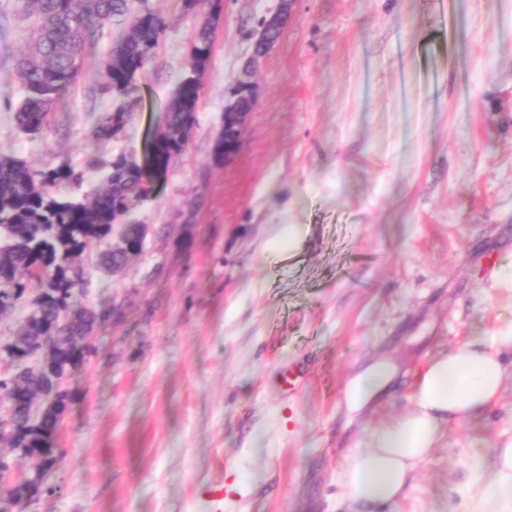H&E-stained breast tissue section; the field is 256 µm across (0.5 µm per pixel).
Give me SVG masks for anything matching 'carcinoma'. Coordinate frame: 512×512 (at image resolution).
Wrapping results in <instances>:
<instances>
[{
	"instance_id": "cac0c4a2",
	"label": "carcinoma",
	"mask_w": 512,
	"mask_h": 512,
	"mask_svg": "<svg viewBox=\"0 0 512 512\" xmlns=\"http://www.w3.org/2000/svg\"><path fill=\"white\" fill-rule=\"evenodd\" d=\"M22 8L34 4V36L17 70L24 98L14 113L18 128L35 136L48 121L53 106L69 91L78 72L83 49L114 17L132 15L106 57L107 80L102 95L129 98L139 89L138 78L149 66L165 31V21L146 7V0H16ZM198 27L190 63L179 77L167 105V120L152 137L151 162L143 167L121 154L107 165L103 186L76 198L63 187L77 184L82 174L67 164L36 171L24 161L0 156V316L20 301L29 300L35 314L15 333L16 343L0 348V359L20 360L43 336H55L54 376L27 372L0 375V402L17 405L10 425L0 424V442L31 454L60 457L56 433L70 400L62 387L90 351L91 335L108 314L81 304L85 269L80 256L92 241L112 237V225L127 217L148 198L152 186L168 176L173 159L186 148L196 125L201 81L208 68L223 0ZM125 108L104 112L93 131L97 140L110 139L124 127ZM37 291L27 293V280ZM56 392L57 406L39 423L29 422L31 399Z\"/></svg>"
}]
</instances>
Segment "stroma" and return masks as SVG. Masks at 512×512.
Returning a JSON list of instances; mask_svg holds the SVG:
<instances>
[{"label":"stroma","instance_id":"1","mask_svg":"<svg viewBox=\"0 0 512 512\" xmlns=\"http://www.w3.org/2000/svg\"><path fill=\"white\" fill-rule=\"evenodd\" d=\"M166 30L131 98L90 104L130 17L84 52L74 90L37 136L14 112L33 20L0 0V155L84 174L90 157L142 158L166 121L207 8L147 0ZM278 0H224L188 145L132 213L142 252L120 273L83 254V303L112 310L66 379L62 454L21 512H346L343 472L367 431L413 408L436 355L512 321V0H295L251 72ZM256 86L238 153L214 158L224 107ZM126 106L92 142L98 113ZM395 376L350 411L348 381L377 360ZM481 417L450 423L396 506L467 512L512 443V353ZM298 374L284 394L280 373ZM223 486L224 500L203 498ZM129 112L123 107H118L111 112H103L93 131V138L104 140L115 137L124 127Z\"/></svg>","mask_w":512,"mask_h":512}]
</instances>
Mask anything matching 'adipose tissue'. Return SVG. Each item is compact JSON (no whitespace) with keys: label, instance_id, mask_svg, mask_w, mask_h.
<instances>
[{"label":"adipose tissue","instance_id":"ef3b65f1","mask_svg":"<svg viewBox=\"0 0 512 512\" xmlns=\"http://www.w3.org/2000/svg\"><path fill=\"white\" fill-rule=\"evenodd\" d=\"M503 349L512 351V323L500 327L492 340L477 338L429 361L414 393V410L372 430L368 447L353 450L343 474L348 512L397 504L414 467L429 456L444 426L479 417L498 395L506 372L499 358ZM392 377L389 363L374 362L349 380L348 404L362 408ZM468 493L472 512H512V444L499 453L496 478L486 485L474 483Z\"/></svg>","mask_w":512,"mask_h":512}]
</instances>
